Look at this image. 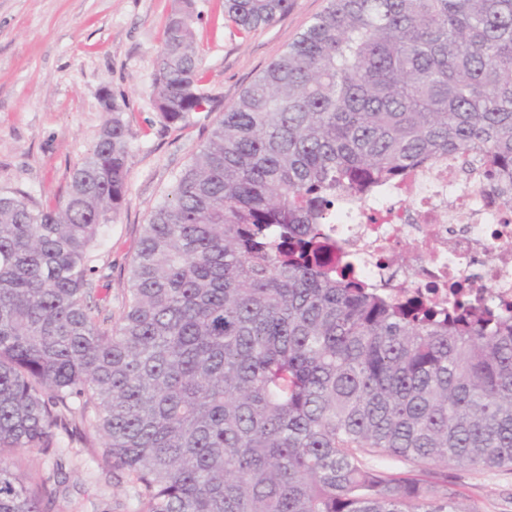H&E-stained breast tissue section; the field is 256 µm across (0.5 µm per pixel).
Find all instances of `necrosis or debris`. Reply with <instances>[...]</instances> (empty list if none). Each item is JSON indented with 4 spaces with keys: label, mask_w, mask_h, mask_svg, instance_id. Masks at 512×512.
Listing matches in <instances>:
<instances>
[{
    "label": "necrosis or debris",
    "mask_w": 512,
    "mask_h": 512,
    "mask_svg": "<svg viewBox=\"0 0 512 512\" xmlns=\"http://www.w3.org/2000/svg\"><path fill=\"white\" fill-rule=\"evenodd\" d=\"M473 175L458 185L455 168L410 171L366 199L350 202L327 232L332 255L353 257L365 287L388 294L419 291L430 304L447 305L453 290L470 289L487 303L512 309V224ZM412 250L401 267L388 259L402 244Z\"/></svg>",
    "instance_id": "1"
}]
</instances>
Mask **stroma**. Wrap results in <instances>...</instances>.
I'll return each instance as SVG.
<instances>
[{"label":"stroma","mask_w":512,"mask_h":512,"mask_svg":"<svg viewBox=\"0 0 512 512\" xmlns=\"http://www.w3.org/2000/svg\"><path fill=\"white\" fill-rule=\"evenodd\" d=\"M328 0H294L272 25L248 34L224 16V0H192L200 88L214 112L169 126L155 102L157 58L182 0H0V190H21L44 209L64 207L74 167L92 150L110 91L126 126L127 192L93 251L90 282L120 317L141 229L222 111L322 13ZM91 428L59 431L50 452L6 450L15 472L36 482L61 473L45 512H136L134 488L101 463ZM462 504L512 512V466L449 469Z\"/></svg>","instance_id":"stroma-1"}]
</instances>
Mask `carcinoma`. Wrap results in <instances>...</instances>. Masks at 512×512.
Here are the masks:
<instances>
[{
  "label": "carcinoma",
  "instance_id": "cac0c4a2",
  "mask_svg": "<svg viewBox=\"0 0 512 512\" xmlns=\"http://www.w3.org/2000/svg\"><path fill=\"white\" fill-rule=\"evenodd\" d=\"M291 5L224 15L248 34ZM199 82L181 9L157 58L166 123L212 109ZM126 154L114 112L64 208L0 191V448L48 450L92 408L137 512H482L420 475L512 466V314L373 292L336 272L322 227L449 156L512 206V0H328L143 226L114 322L89 273ZM47 482L0 456V512H43Z\"/></svg>",
  "mask_w": 512,
  "mask_h": 512
}]
</instances>
